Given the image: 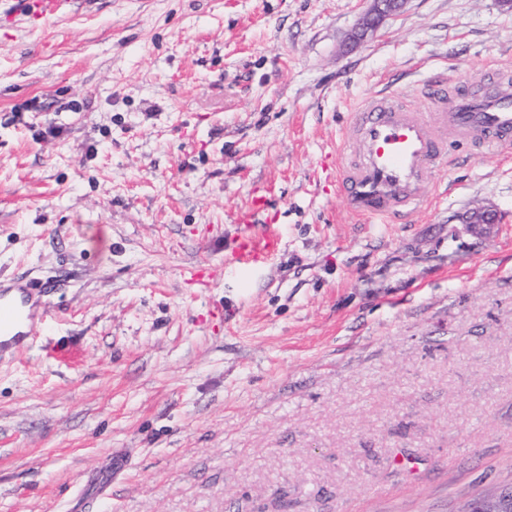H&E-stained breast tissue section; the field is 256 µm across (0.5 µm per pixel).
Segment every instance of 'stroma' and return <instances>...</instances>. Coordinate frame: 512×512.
<instances>
[{
  "label": "stroma",
  "mask_w": 512,
  "mask_h": 512,
  "mask_svg": "<svg viewBox=\"0 0 512 512\" xmlns=\"http://www.w3.org/2000/svg\"><path fill=\"white\" fill-rule=\"evenodd\" d=\"M369 6L0 0V283L57 330L0 350V512H460L512 484V159L454 144L432 207L363 224L332 158L364 96L512 65V9L407 0L350 43ZM264 180L280 250L225 267ZM23 2V10L33 20L45 19L55 15L69 6L72 0H19Z\"/></svg>",
  "instance_id": "obj_1"
}]
</instances>
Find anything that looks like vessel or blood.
I'll list each match as a JSON object with an SVG mask.
<instances>
[{
	"label": "vessel or blood",
	"mask_w": 512,
	"mask_h": 512,
	"mask_svg": "<svg viewBox=\"0 0 512 512\" xmlns=\"http://www.w3.org/2000/svg\"><path fill=\"white\" fill-rule=\"evenodd\" d=\"M72 0H25L29 18L57 14ZM477 152L512 156V68L485 66L468 81L451 74L415 94H370L350 112L336 145V176L348 211L369 224H407L428 203L433 172L450 157L447 133ZM273 228L243 234L229 258L236 266L263 265L279 249ZM0 296V338L35 334L28 286Z\"/></svg>",
	"instance_id": "obj_1"
}]
</instances>
